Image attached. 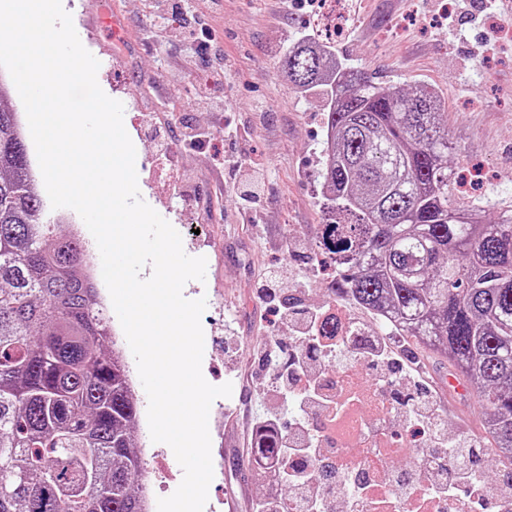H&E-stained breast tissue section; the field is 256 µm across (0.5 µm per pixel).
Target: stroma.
<instances>
[{"instance_id": "35a3bbf8", "label": "stroma", "mask_w": 512, "mask_h": 512, "mask_svg": "<svg viewBox=\"0 0 512 512\" xmlns=\"http://www.w3.org/2000/svg\"><path fill=\"white\" fill-rule=\"evenodd\" d=\"M162 0H62L82 45L99 61L97 81L124 106V127L136 149L142 199L181 235L185 253L207 260L204 281L185 284L183 295L205 298L201 317L204 353L201 370L214 386L231 384L224 402L209 413L211 452L224 457L223 477L213 479L204 512H252L253 502L273 484L270 474L252 470L241 450V428L233 413L274 412L291 419L287 401L268 402L270 380L243 378L231 362L236 351L253 359L260 338L256 323L265 313L257 297L264 265L294 266L306 282L305 303L335 304L362 320L368 331L381 328L351 297L336 296L331 266L313 272L326 222L315 178L324 141L323 101L301 93L279 75L280 56L318 30L320 10H295L272 17L270 0H224V13L204 18L209 44L196 70L181 72L193 45L183 38L192 17L164 15ZM350 15L346 35L336 44V60L357 66L379 80L408 89H435L448 107V131L455 151L449 166L481 170L486 176L467 205L487 219L512 208V26L495 51L478 53L480 28L464 20L448 27L446 15L457 0H345ZM221 73L224 109L196 101L201 78ZM205 129L199 148L183 142V126ZM246 127L249 137L229 142L227 126ZM256 159L263 170L258 196L238 190L227 169L211 167L215 154ZM267 214L264 231L241 223L252 204ZM405 356L419 362L448 414L451 431L479 437L480 412L467 390L448 388V369L424 359L412 340L394 337Z\"/></svg>"}]
</instances>
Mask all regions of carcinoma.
Wrapping results in <instances>:
<instances>
[{
  "label": "carcinoma",
  "mask_w": 512,
  "mask_h": 512,
  "mask_svg": "<svg viewBox=\"0 0 512 512\" xmlns=\"http://www.w3.org/2000/svg\"><path fill=\"white\" fill-rule=\"evenodd\" d=\"M322 96V246L336 292L461 370L483 427L512 451V210L486 224L451 200L448 116L426 86L384 85L302 42L281 59ZM0 82V512H143L138 399L94 302L82 242L35 190Z\"/></svg>",
  "instance_id": "cac0c4a2"
}]
</instances>
